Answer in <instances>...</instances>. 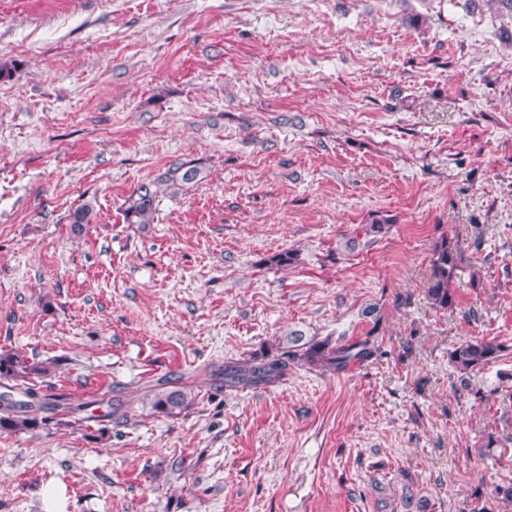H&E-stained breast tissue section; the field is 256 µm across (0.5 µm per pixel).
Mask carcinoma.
<instances>
[{
    "label": "carcinoma",
    "mask_w": 512,
    "mask_h": 512,
    "mask_svg": "<svg viewBox=\"0 0 512 512\" xmlns=\"http://www.w3.org/2000/svg\"><path fill=\"white\" fill-rule=\"evenodd\" d=\"M136 198L127 210V217L135 224H149L155 212L156 191L151 185L142 184ZM93 208L86 204L75 211L72 224L77 232L92 222ZM461 271V257L457 245L444 237L433 249L431 273L428 280V297L435 308L447 310L454 306V292L451 284ZM501 352V345L484 338L466 340L449 354V361L457 372L466 375L471 371L494 362ZM376 354L374 343L364 340L347 345H331L328 341L305 343L302 347L288 352L287 356L264 355L245 363L224 366V385L247 387L266 385L281 379L288 370V363H303L311 366L341 372L351 363L367 360ZM54 370V363L41 361L29 363L15 353H0V379H18L28 376L45 377ZM25 399L15 400L12 396L0 395V431L32 432L45 425L46 418L40 413L53 407L54 403L37 399L32 388L23 392ZM189 394L184 390H159L152 398L153 410L164 416L174 415L190 406Z\"/></svg>",
    "instance_id": "obj_1"
}]
</instances>
